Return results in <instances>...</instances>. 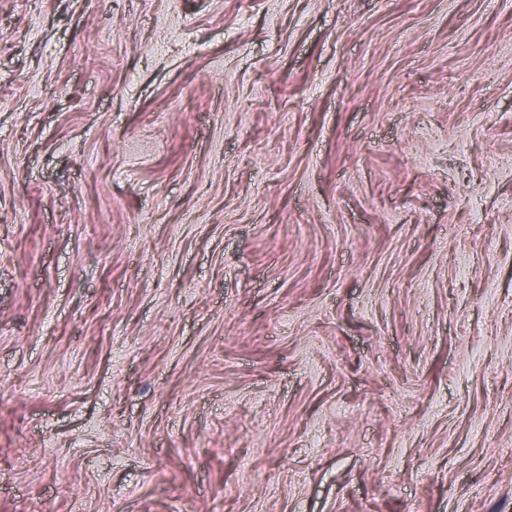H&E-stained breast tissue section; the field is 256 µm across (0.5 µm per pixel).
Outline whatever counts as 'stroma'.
Wrapping results in <instances>:
<instances>
[{
    "label": "stroma",
    "mask_w": 512,
    "mask_h": 512,
    "mask_svg": "<svg viewBox=\"0 0 512 512\" xmlns=\"http://www.w3.org/2000/svg\"><path fill=\"white\" fill-rule=\"evenodd\" d=\"M0 512H512V0H0Z\"/></svg>",
    "instance_id": "1"
}]
</instances>
